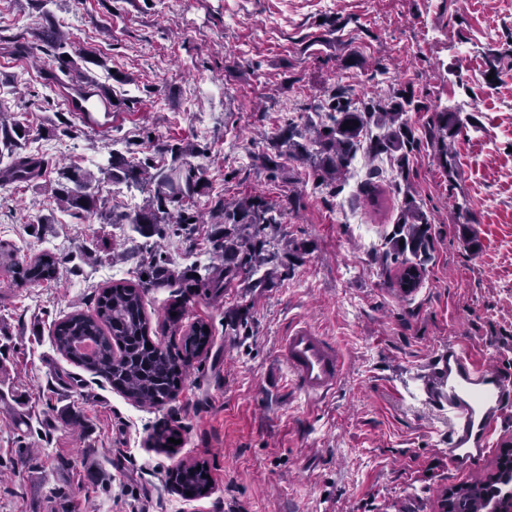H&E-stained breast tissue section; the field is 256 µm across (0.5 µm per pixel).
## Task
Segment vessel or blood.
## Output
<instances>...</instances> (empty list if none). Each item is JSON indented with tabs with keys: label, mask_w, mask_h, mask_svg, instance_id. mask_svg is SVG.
<instances>
[{
	"label": "vessel or blood",
	"mask_w": 512,
	"mask_h": 512,
	"mask_svg": "<svg viewBox=\"0 0 512 512\" xmlns=\"http://www.w3.org/2000/svg\"><path fill=\"white\" fill-rule=\"evenodd\" d=\"M280 352L299 387L311 397L338 384L342 360L335 346L310 329H294ZM423 391L448 410V465L459 470L487 455L512 400V377L474 359L452 342L421 378Z\"/></svg>",
	"instance_id": "obj_1"
}]
</instances>
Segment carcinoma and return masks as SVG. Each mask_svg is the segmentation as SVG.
Masks as SVG:
<instances>
[{"mask_svg":"<svg viewBox=\"0 0 512 512\" xmlns=\"http://www.w3.org/2000/svg\"><path fill=\"white\" fill-rule=\"evenodd\" d=\"M39 40L52 50L53 67L49 80L60 83L67 78L66 87L72 97L74 111L87 125L95 123L86 103L103 95L99 84L77 66L73 59H63L69 54L72 43L58 27L48 24L42 28ZM411 101L402 94H395L383 104L372 100L356 106L336 89L329 95L326 118L312 125L313 132L305 136L297 125L290 122L273 135L278 154L288 153L310 163L318 172L316 187L325 186L335 195L342 190L336 184L352 164L360 148L374 155H394L400 171H405L408 157L417 148V141L408 126L405 115ZM349 128H343L344 123ZM377 128L380 133L363 143L364 135ZM435 137L440 143L437 160L448 168V142L446 139L462 131V122L456 112H441L437 117ZM22 125L11 113L0 110V153L8 152L11 163L0 173V186L29 182L36 177L38 162L16 153L20 147L18 130ZM201 150L194 144L176 148L173 165L152 169L149 162H135L123 155L112 153V162L105 171L115 181L147 183L154 186L152 199L143 208L124 214L112 223L133 224L143 235L154 232L160 224L188 225L199 223L200 217L180 210L172 214L169 203H183L203 193L207 184L203 174L185 160ZM61 182L56 189L63 209L74 215H93L101 212L104 202L94 192L96 176L80 168H63L59 171ZM224 224V264L208 268V272L195 280L191 287L217 294L234 282H246L251 276L265 269L263 276L252 282L254 288H269L289 276V265L284 258L287 252L272 246L270 231L282 223L284 212L261 196H250L218 207ZM430 237L428 218L408 194L401 206V216L386 242L381 263L401 267V273L417 272L422 281L428 260ZM57 260L44 253L26 264H12L13 283L27 286L56 278ZM141 274L147 279L139 284L126 281L114 282L103 289L94 312L74 310L64 320L55 324L52 341L56 350L70 361L104 377L125 397L140 406L161 407L173 400L186 367L207 351L212 330L209 324L198 321L186 330L181 349L173 353L150 339V323L144 309V292L148 285H165L172 279L166 260H155L144 267ZM91 339L97 345L92 356L78 350V345ZM206 467L197 464L182 465L175 481L181 494L201 495L208 486ZM490 484L477 482L457 492L454 512H480Z\"/></svg>","mask_w":512,"mask_h":512,"instance_id":"cac0c4a2","label":"carcinoma"}]
</instances>
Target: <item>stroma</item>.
<instances>
[{
  "label": "stroma",
  "mask_w": 512,
  "mask_h": 512,
  "mask_svg": "<svg viewBox=\"0 0 512 512\" xmlns=\"http://www.w3.org/2000/svg\"><path fill=\"white\" fill-rule=\"evenodd\" d=\"M48 20L71 33L73 59L105 60L89 68L114 101L103 127H86L67 90L13 54L17 40L47 56ZM337 87L355 104L412 98L418 147L403 173L383 158L380 205L360 180L333 196L297 159L274 176L258 162L284 121L316 119ZM0 108L42 162L34 180L0 186V249L58 261L55 281L24 288L0 262V512H438L445 490L486 480L512 446L511 412L483 459L449 469L448 414L420 382L451 342L512 374V0H0ZM439 112L464 124L448 170L430 134ZM187 141L202 150L204 223L146 238L59 209L60 167L95 173L115 150L165 166ZM407 194L432 239L409 294L380 261ZM245 195L284 207L274 237L300 247L290 276L185 290L224 237L209 212ZM158 251L173 279L145 293L151 339L180 348L202 320L212 341L175 399L149 408L57 352L52 330L73 308L93 311L112 282H137ZM234 314L247 321L237 333ZM298 324L343 359L339 386L317 399L280 356ZM165 428L179 444L153 447ZM181 463L208 468L206 495L175 491Z\"/></svg>",
  "instance_id": "35a3bbf8"
}]
</instances>
